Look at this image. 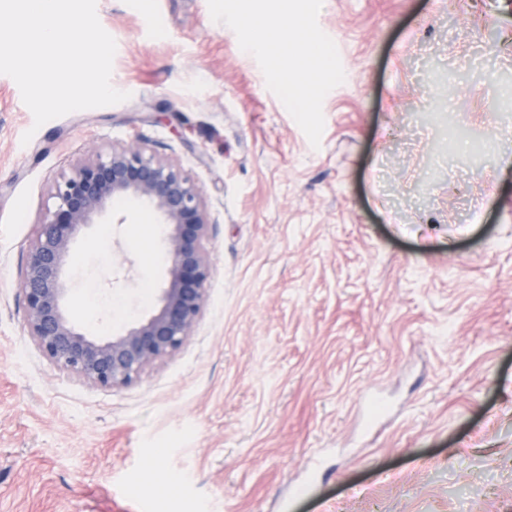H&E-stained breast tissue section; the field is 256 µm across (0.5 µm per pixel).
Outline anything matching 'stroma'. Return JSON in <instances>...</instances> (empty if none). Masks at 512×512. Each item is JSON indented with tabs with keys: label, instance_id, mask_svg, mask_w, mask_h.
I'll use <instances>...</instances> for the list:
<instances>
[{
	"label": "stroma",
	"instance_id": "35a3bbf8",
	"mask_svg": "<svg viewBox=\"0 0 512 512\" xmlns=\"http://www.w3.org/2000/svg\"><path fill=\"white\" fill-rule=\"evenodd\" d=\"M97 14L130 100L37 128L0 75V512H512V0H323L316 149L207 0ZM134 140L201 187L211 276L181 350L108 390L42 355L20 280L55 182ZM156 221L119 203L78 243L125 306L86 332L152 310Z\"/></svg>",
	"mask_w": 512,
	"mask_h": 512
}]
</instances>
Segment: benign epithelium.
I'll return each instance as SVG.
<instances>
[{"instance_id":"obj_1","label":"benign epithelium","mask_w":512,"mask_h":512,"mask_svg":"<svg viewBox=\"0 0 512 512\" xmlns=\"http://www.w3.org/2000/svg\"><path fill=\"white\" fill-rule=\"evenodd\" d=\"M54 198L57 208L37 225L21 273L28 335L63 372L104 389L131 386L184 345L205 309L213 221L202 189L174 160L129 144L79 164L56 182ZM120 199L144 202L159 216L169 262L151 313L110 336H91L71 313L72 247Z\"/></svg>"}]
</instances>
